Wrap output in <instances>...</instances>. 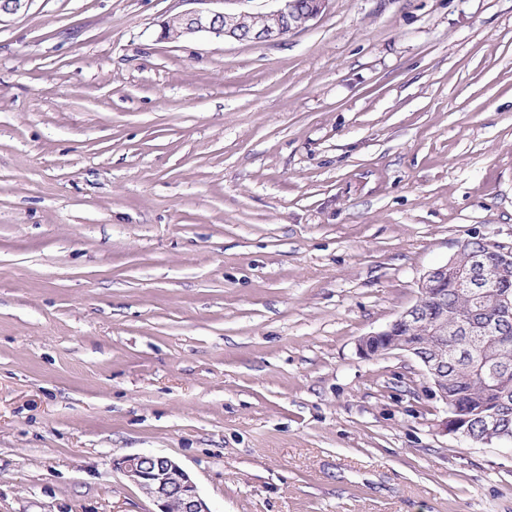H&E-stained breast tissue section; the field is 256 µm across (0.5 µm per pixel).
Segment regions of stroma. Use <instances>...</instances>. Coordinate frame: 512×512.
<instances>
[{
    "label": "stroma",
    "instance_id": "35a3bbf8",
    "mask_svg": "<svg viewBox=\"0 0 512 512\" xmlns=\"http://www.w3.org/2000/svg\"><path fill=\"white\" fill-rule=\"evenodd\" d=\"M187 0L0 17V512H512V444L442 429L361 336L458 241H512V0H330L273 42ZM130 482L159 505V512H210L190 475L161 455H130L114 462Z\"/></svg>",
    "mask_w": 512,
    "mask_h": 512
}]
</instances>
